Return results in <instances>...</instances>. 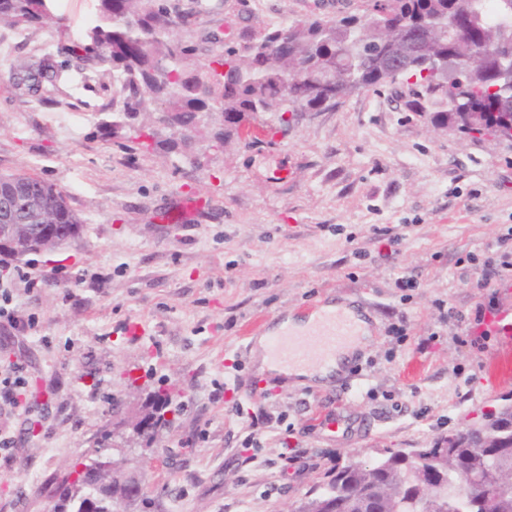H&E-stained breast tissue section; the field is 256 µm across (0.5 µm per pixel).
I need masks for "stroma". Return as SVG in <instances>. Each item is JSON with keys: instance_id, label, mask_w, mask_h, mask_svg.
I'll use <instances>...</instances> for the list:
<instances>
[{"instance_id": "35a3bbf8", "label": "stroma", "mask_w": 512, "mask_h": 512, "mask_svg": "<svg viewBox=\"0 0 512 512\" xmlns=\"http://www.w3.org/2000/svg\"><path fill=\"white\" fill-rule=\"evenodd\" d=\"M179 37L215 53L313 14H362L365 0H206ZM58 22L0 27V174L61 188L82 231L58 251L0 254L28 332L0 330V366L22 364L28 408L0 407V512H52L57 488L104 436L167 393L168 423L123 454L149 484L147 512H294L336 464L385 448H427L512 392L495 383L505 337L486 334L467 253H512V141L436 125L397 81L297 117L287 135L167 150L113 131L110 80L61 54L96 18V0H58ZM48 60L55 88L15 85L23 62ZM396 236L387 247L382 231ZM24 267L31 282L16 280ZM413 280L410 288L398 279ZM368 306L370 343L328 384L258 374L249 327L320 303ZM462 317L442 323L440 308ZM406 321V340L387 335ZM139 336L126 332L129 322ZM484 337L476 348L454 334ZM252 379L246 393L237 385ZM236 401L239 414L225 404ZM368 420L330 438L324 419ZM258 447H245L249 434ZM320 455L312 465L311 455Z\"/></svg>"}]
</instances>
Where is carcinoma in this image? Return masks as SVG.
<instances>
[{"mask_svg":"<svg viewBox=\"0 0 512 512\" xmlns=\"http://www.w3.org/2000/svg\"><path fill=\"white\" fill-rule=\"evenodd\" d=\"M51 0H0V25L37 29L55 19ZM192 12L182 11L170 0H98L96 19L79 43L63 45L64 54L83 51L79 59L112 76L115 81L112 111L118 120L112 131L136 127L139 137L155 146L173 148L188 140L201 127L214 128L213 141L223 145L237 137L251 144L246 122L265 116L268 132L288 129L283 115L323 111L334 103L315 92L316 76L329 72L338 79L340 96L348 95L354 82L376 88L401 79L418 89L420 109L436 113L439 125L469 133L494 134L512 122V99L498 88V55L512 54V0H370L358 15L309 16L285 25L259 31L243 45L229 46L224 54L204 64L197 48L180 39L177 29L190 22ZM432 24L430 51L437 58L452 57L459 66L456 84L478 91L468 97L444 94L443 76L435 67L404 56L400 72L389 73L381 59L384 41L395 38L390 28L411 33L422 24ZM482 54L485 60L471 63ZM16 85L36 93L51 84L54 67L40 61L21 64ZM158 112L147 123L139 118ZM16 193H40L61 200L58 209H35L23 214L26 224H81L55 185L35 177L8 179ZM166 398L157 391L142 406L140 415L127 423V441L147 445L159 427L167 423L161 411ZM503 439H492L485 448L459 443L453 451V467L439 472L425 464L412 471L405 460L390 454V460L372 464L349 462L326 473L332 492L308 496L297 512H409L404 501L418 487L439 489L448 480L463 475L472 483L486 484L499 469L512 461V444L506 439L512 427V406L497 410ZM94 472L82 473L60 489L54 512H81L93 500L98 512H119L125 502L129 476L121 462L97 457ZM432 512H512V499L485 490L466 504L448 502Z\"/></svg>","mask_w":512,"mask_h":512,"instance_id":"1","label":"carcinoma"}]
</instances>
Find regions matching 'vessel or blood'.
<instances>
[{
	"label": "vessel or blood",
	"mask_w": 512,
	"mask_h": 512,
	"mask_svg": "<svg viewBox=\"0 0 512 512\" xmlns=\"http://www.w3.org/2000/svg\"><path fill=\"white\" fill-rule=\"evenodd\" d=\"M360 312L336 309L320 312L307 336L283 330L268 340L272 355L288 362L325 365L331 363L342 346L357 339L362 330Z\"/></svg>",
	"instance_id": "1"
}]
</instances>
